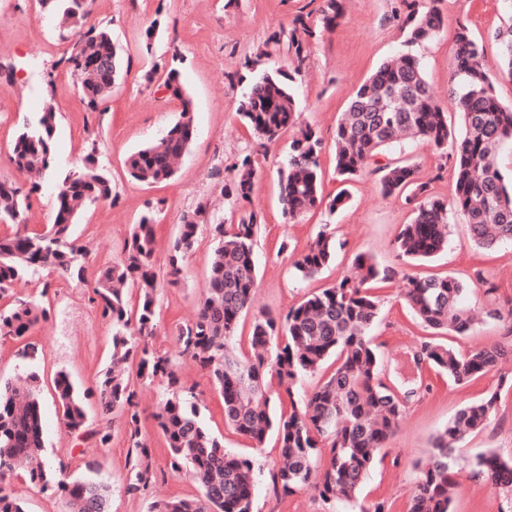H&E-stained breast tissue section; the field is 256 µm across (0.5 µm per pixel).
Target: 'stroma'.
Instances as JSON below:
<instances>
[{
    "instance_id": "1",
    "label": "stroma",
    "mask_w": 512,
    "mask_h": 512,
    "mask_svg": "<svg viewBox=\"0 0 512 512\" xmlns=\"http://www.w3.org/2000/svg\"><path fill=\"white\" fill-rule=\"evenodd\" d=\"M396 0H344L337 26L311 48L308 65L295 85V96L304 122L323 140L320 166L324 196L333 198L336 179V124L354 91L386 59L395 56L405 38L392 16ZM318 9L316 0H239L226 7L225 0H94L90 21L108 27L123 56L124 68L111 98L97 109L81 102L76 75L60 57L69 42L61 40L60 21L42 11L37 0H0V67L10 78L0 77V179L28 186L8 162L14 141L24 123L34 121L44 103H53L58 122L53 136L51 170L32 194L26 219L30 227L50 223L59 181L81 166L89 152H96L112 181L111 201L86 213L75 228L88 249L85 280L62 281L55 275L16 283L17 295L39 300L47 296L51 314L32 332L38 345L35 360L20 356L21 344L0 339V377L13 379L37 372L43 380L42 407L46 418V455L64 463L62 477L73 481L87 475L102 480L110 489V512H148L151 502L197 495L196 484L186 475L168 469L166 444L153 415L166 398L160 382L138 385L142 433L152 448L158 480L143 496L125 492L130 450L120 422L103 420L97 406V383L112 355V328L90 302L91 285L100 267L121 257L124 240L138 215L147 207L160 210L154 226L155 265L166 270L172 242L183 213L198 203L209 206L214 221L238 220L222 186L230 168L244 155H252L258 168L246 211L255 212L260 231L255 247L258 275L251 315L241 319L236 336L238 351L249 348L253 316L269 311L283 314L308 294L335 283L351 265L355 253H370L384 267L396 269L392 280L380 283L374 293L381 300L380 318L371 335L382 357L384 381L396 387H414L403 419L390 441L393 461L376 465L366 479L361 496L365 502H385L390 512H406L417 481L416 462L425 460L433 436L442 431L462 406L499 390L498 412L490 425L467 436L462 443V468L453 512H501L502 496L471 472L474 459L487 451L512 458V373H494L467 384H456L445 374L417 364L414 353L431 335L399 296L403 273L443 277H467L481 269L493 281L495 293L471 285L466 302L482 312L506 306L512 300V244L478 249L462 217L451 216L448 247L432 260L406 267L396 258L395 242L412 217L399 197L382 196L375 176L364 175L349 185L348 203L329 211L326 202L301 221L285 222L278 202L276 171L288 151L287 140L263 149L240 118L237 108L253 73L245 62L253 58L272 32L289 28L294 17ZM444 25L437 38L422 52L425 76L434 99L448 108V121L458 124L450 109L451 62L457 20H466L483 45L495 94L512 105V79L499 70V29L512 24V0H445ZM154 28L153 52H146L143 36ZM269 49V48H266ZM267 67H287L285 49L271 48ZM176 67L193 105L195 136L178 165L174 180L145 185L132 179L124 165L129 154L158 139L175 121L179 102L147 82L152 68ZM334 232L341 247L334 261L318 276L302 280L293 262L310 245L320 228ZM213 242L201 235L194 251L183 262L177 285L160 283L157 309V346L174 350L176 325L193 320L197 301L209 268ZM446 342L458 351L499 343L512 345V324L490 320L475 324L466 336H450ZM68 372L87 394L89 428L110 432L107 446L80 439L60 421L51 381L58 371ZM181 384L198 395L200 419L210 432L222 437L227 451L252 455L256 469V512H344L343 506L324 503L312 491L290 496L275 495L269 473L278 460L279 445L268 436L260 450L224 423L223 400L210 378L191 360L178 361Z\"/></svg>"
}]
</instances>
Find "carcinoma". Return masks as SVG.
<instances>
[{"label": "carcinoma", "instance_id": "carcinoma-1", "mask_svg": "<svg viewBox=\"0 0 512 512\" xmlns=\"http://www.w3.org/2000/svg\"><path fill=\"white\" fill-rule=\"evenodd\" d=\"M41 9L60 18L76 36L72 50L59 63L79 79V92L95 109L118 83L122 59L106 28H84L89 0H38ZM443 0H399L394 18L401 22L404 50L383 62L355 91L336 126V174L340 183L371 174L384 196H402L412 206L413 219L396 238L399 259L415 265L443 251L448 244L449 213H461L476 246L491 249L512 243V183L498 168L496 154L512 141V106L494 93L483 46L466 21L455 31L449 98L460 126L448 124V112L432 97L419 49L443 27ZM343 13V0H322L319 27L330 31ZM317 36L316 27L298 14L292 26L269 36L267 43H284L289 67L256 71L238 105V114L261 141L277 142L293 131L288 159L278 169L279 201L287 222L296 223L325 200L319 156L322 139L301 121L294 93ZM503 48L501 73L512 77V26L499 32ZM86 59L92 69L78 64ZM169 97L181 102L179 118L154 142L130 154L129 175L144 184L171 180L174 160L193 140L191 98L174 67L164 74ZM57 112L47 105L37 119L20 129L9 161L18 170L41 177L52 160ZM421 142L438 152L436 177L451 171V201L429 193L420 166L411 158L381 159L384 150L403 142ZM257 167L246 154L233 165L224 183V198L234 205L250 199ZM32 182L0 180V224L12 231L0 234V299L24 277L47 271L62 279H83L87 251L72 237L80 213L112 198V181L98 158L89 153L83 166L66 174L56 195L53 218L39 231L26 221ZM159 210L150 208L133 225L123 257L103 268L92 288L91 302L112 326V367L97 387L100 415L120 420L133 452L126 492L143 495L156 481L152 457L141 432V411L135 384L167 383L168 397L154 419L166 441L172 472L188 474L198 485L191 499L156 501L150 512H255V462L224 450L223 442L203 426L192 388L182 386L174 361L185 357L207 373L223 398L224 422L260 449L273 431L280 463L270 473L273 489L292 495L310 487L327 504L340 502L354 512H390L383 502L358 500L370 471L388 454L412 392L395 391L381 376L380 354L369 333L380 313L373 285L392 278L367 253L357 254L350 271L331 287L308 296L283 315L261 312L254 317L249 355L234 346L240 317L252 305L258 269L255 245L258 217L249 212L235 224L215 223L200 203L185 212L168 260L169 283L178 282L181 263L195 248L198 231L209 228L214 242L207 280L196 317L176 327L175 351L158 350L155 311L159 274L154 264V224ZM336 239L320 230L309 248L293 263L304 278L318 274L334 258ZM468 280L455 276H403L401 297L422 325L435 336L465 335L473 318L465 305ZM49 309L18 298L0 311V338L24 339ZM336 368L310 393L294 401L302 376L318 371L330 358ZM512 357L500 344L456 351L438 341L421 344L417 358L459 384L499 371ZM277 379L291 400L292 411L273 415L267 377ZM55 402L62 421L73 433L86 427V411L68 373L54 381ZM500 393L459 409L432 443L428 458L417 465L419 476L406 512H452L456 487V451L465 436L485 429L495 416ZM44 420L39 378L31 373L15 381L0 379V512H25L11 480L18 471L34 485L47 488L54 480L53 465L44 457ZM473 474L512 502V460L495 452L478 456ZM67 512H108L107 486L89 479L57 483Z\"/></svg>", "mask_w": 512, "mask_h": 512}]
</instances>
